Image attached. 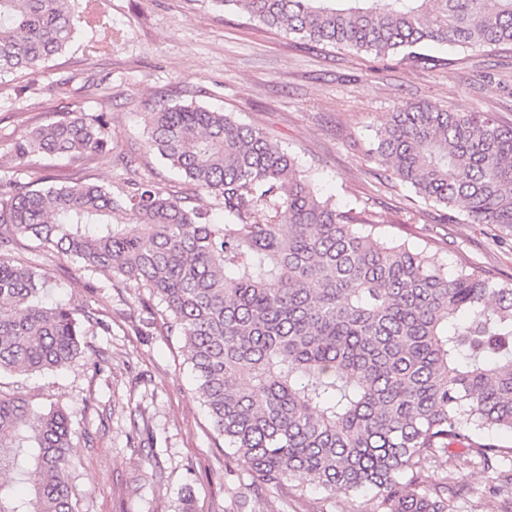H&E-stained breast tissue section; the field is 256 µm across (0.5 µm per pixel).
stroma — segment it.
I'll list each match as a JSON object with an SVG mask.
<instances>
[{
	"label": "stroma",
	"mask_w": 512,
	"mask_h": 512,
	"mask_svg": "<svg viewBox=\"0 0 512 512\" xmlns=\"http://www.w3.org/2000/svg\"><path fill=\"white\" fill-rule=\"evenodd\" d=\"M71 8L76 30L63 54L0 77V174L30 171L49 187L113 188L136 176L208 205L210 196L145 146L147 112L194 102L267 130L322 200L372 214L384 239L426 251L448 274L473 267L512 282V236L471 223L461 205L448 222L441 207L389 178L369 155L383 115L405 103L489 112L512 126V50L431 45L425 52L436 63L423 68L398 55L310 47L211 0H73ZM89 8L100 23H83ZM76 112L109 114L112 150L76 162L15 158V141ZM5 253L42 268L46 302H74L86 329L85 352L69 366L0 375L1 393L71 412L77 512H377L368 490L255 493L215 437L158 300L25 237ZM447 471L458 488L449 512H512L498 493L512 482L511 459L486 469L442 457L430 469Z\"/></svg>",
	"instance_id": "obj_1"
}]
</instances>
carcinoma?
Returning a JSON list of instances; mask_svg holds the SVG:
<instances>
[{
	"mask_svg": "<svg viewBox=\"0 0 512 512\" xmlns=\"http://www.w3.org/2000/svg\"><path fill=\"white\" fill-rule=\"evenodd\" d=\"M315 45L421 60L429 43L512 45V0H212ZM70 0H0V76L35 70L72 40ZM146 147L206 192L207 208L130 179L45 189L0 178V244L21 235L164 305L213 431L253 481L302 493L371 490L378 512H448L449 474L427 466L462 445L512 454V283L450 276L424 252L374 236L300 177L263 129L176 104L150 112ZM108 113L82 112L15 142V157L79 159L112 142ZM371 157L455 219L512 235V126L487 112L405 106ZM224 211L228 224L211 212ZM129 221L119 220V215ZM43 271L0 255V374L63 368L83 353L74 304L48 307ZM74 433L61 408L0 394V512H75Z\"/></svg>",
	"mask_w": 512,
	"mask_h": 512,
	"instance_id": "obj_1",
	"label": "carcinoma"
}]
</instances>
